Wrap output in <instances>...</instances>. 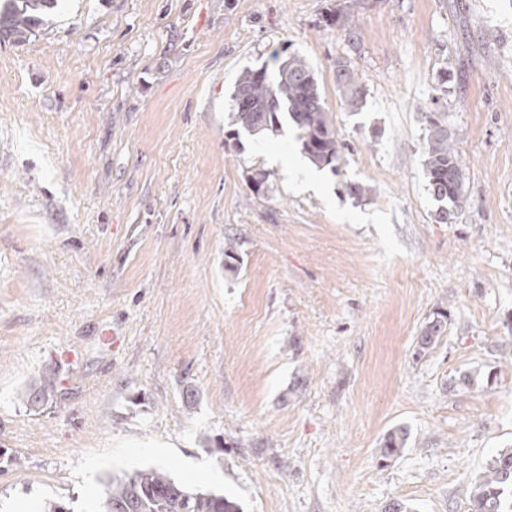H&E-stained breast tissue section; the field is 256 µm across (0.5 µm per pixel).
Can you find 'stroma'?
<instances>
[{"label": "stroma", "instance_id": "1", "mask_svg": "<svg viewBox=\"0 0 512 512\" xmlns=\"http://www.w3.org/2000/svg\"><path fill=\"white\" fill-rule=\"evenodd\" d=\"M277 50L313 68L339 171L289 124L232 142L234 85ZM510 446L512 0H61L0 41V512L149 467L243 512H466ZM336 72L338 90L344 102L351 110H358L364 95L361 86L347 68H340ZM425 114L428 134L423 173L429 193L444 204L437 212V221L447 224L457 214L463 194L462 160L453 148L448 128L435 119L436 112ZM441 317L446 318L443 313L436 312V316L431 321L425 323L421 329L418 340L420 352H425V350L431 348L444 335L445 320Z\"/></svg>", "mask_w": 512, "mask_h": 512}]
</instances>
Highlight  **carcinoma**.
<instances>
[{
  "label": "carcinoma",
  "mask_w": 512,
  "mask_h": 512,
  "mask_svg": "<svg viewBox=\"0 0 512 512\" xmlns=\"http://www.w3.org/2000/svg\"><path fill=\"white\" fill-rule=\"evenodd\" d=\"M58 0H5L0 7V40L26 41L45 22L46 11ZM272 65L247 69L239 77L233 94L232 119L235 137L276 134L282 123L291 121L297 140L309 159L321 168L337 172L342 150L323 101L319 83L310 66L299 55L271 56ZM344 102L355 111L363 101V90L350 70L336 73ZM427 138L424 147V177L432 197L442 203L437 222L446 224L457 214L463 194L462 160L453 148L448 128L426 113ZM254 195L267 190L269 174L252 169L247 176ZM445 333L441 313L425 323L418 345L425 351ZM405 433L391 432L380 449L391 458L401 453ZM97 512H241L240 506L220 493L192 491L168 472L146 468L122 478L102 482ZM467 512H512V448L493 454L472 482Z\"/></svg>",
  "instance_id": "carcinoma-1"
}]
</instances>
